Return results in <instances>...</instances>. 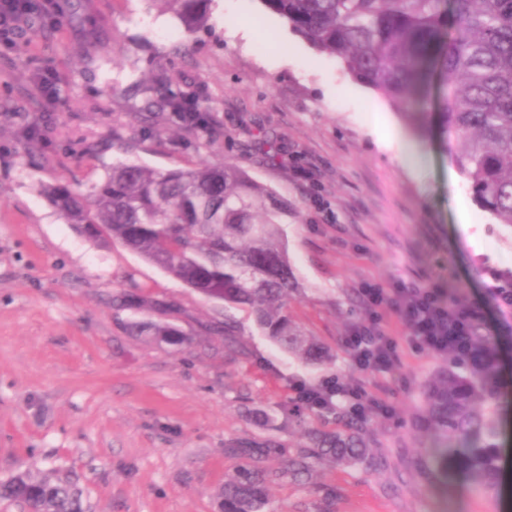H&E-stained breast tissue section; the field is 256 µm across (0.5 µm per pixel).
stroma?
<instances>
[{
  "label": "stroma",
  "instance_id": "35a3bbf8",
  "mask_svg": "<svg viewBox=\"0 0 512 512\" xmlns=\"http://www.w3.org/2000/svg\"><path fill=\"white\" fill-rule=\"evenodd\" d=\"M81 4L73 19L0 50V482L21 471L70 481L86 512H218L239 466L229 444L302 447L287 414L295 387L336 376L392 408L366 415L375 465L320 461L301 484L269 458L278 477L267 512H503L502 496L442 476L434 438L412 424L444 358L405 343L389 310L384 321L402 339L391 369L355 368L344 338L364 317L365 280L435 287L480 308L495 346L501 452L512 455V312L494 304L487 275L512 273V225L474 202L433 138L259 0H218L211 33L193 38L155 0ZM157 72L198 93L213 137L148 130L145 88ZM384 123L413 143L412 167L379 146ZM293 154L314 170L326 212L294 179ZM200 160L240 164L287 201L280 229L300 290L285 312L330 363L280 350L248 310L201 297L120 242L78 235L42 193L60 180L93 195L121 162L163 170ZM462 201L471 223L459 221ZM124 291L141 305L119 303ZM153 301L177 305L190 343L130 332ZM227 316L242 353L203 330Z\"/></svg>",
  "mask_w": 512,
  "mask_h": 512
}]
</instances>
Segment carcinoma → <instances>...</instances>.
I'll return each mask as SVG.
<instances>
[{"instance_id":"obj_1","label":"carcinoma","mask_w":512,"mask_h":512,"mask_svg":"<svg viewBox=\"0 0 512 512\" xmlns=\"http://www.w3.org/2000/svg\"><path fill=\"white\" fill-rule=\"evenodd\" d=\"M194 35L208 26L214 0H160ZM313 48L341 59L355 79L382 93L422 132L436 129L441 148L468 180L475 201L500 223L512 224V0H259ZM147 91L153 119L171 129L213 133V119L193 91L160 74ZM43 194L77 233L117 240L205 298L248 309L280 349L312 365L329 352L281 313L298 290L280 238L288 203L235 163L200 162L157 170L138 164L110 168L93 203L63 182ZM130 323L141 336L181 346L190 342L169 321ZM472 344L486 359L465 376L446 369L423 389L422 426L438 441L443 472L485 493L499 486L501 457L493 342L480 329ZM314 412L338 418L320 430L293 408L288 417L308 440L288 456V474L303 478L311 460L353 464L368 460L367 422L329 405ZM243 458L224 484L220 512H266L267 487L280 473L260 466L264 456H287L273 442L241 441ZM0 499L25 512H84L79 492L63 481L23 471L0 482Z\"/></svg>"}]
</instances>
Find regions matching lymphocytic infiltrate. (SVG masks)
<instances>
[{
    "mask_svg": "<svg viewBox=\"0 0 512 512\" xmlns=\"http://www.w3.org/2000/svg\"><path fill=\"white\" fill-rule=\"evenodd\" d=\"M365 308L364 320L350 332L346 346L356 367L362 370H385L392 366L397 340L382 320L381 311L395 309L409 332L411 344L432 355L453 353L470 360L477 354L470 336L482 321L476 308L450 303L433 288L399 281L390 287L364 281L359 290ZM301 402L319 406L337 398L348 401L355 417H365L368 401L363 392L337 381H326L298 391Z\"/></svg>",
    "mask_w": 512,
    "mask_h": 512,
    "instance_id": "obj_1",
    "label": "lymphocytic infiltrate"
}]
</instances>
